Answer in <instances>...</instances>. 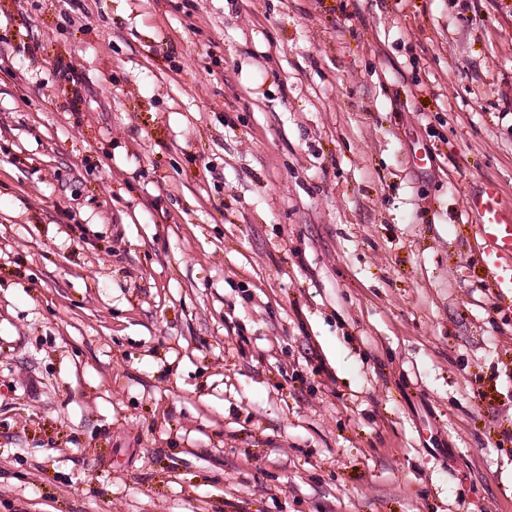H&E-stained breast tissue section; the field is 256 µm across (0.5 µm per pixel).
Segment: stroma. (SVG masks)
I'll list each match as a JSON object with an SVG mask.
<instances>
[{"mask_svg": "<svg viewBox=\"0 0 512 512\" xmlns=\"http://www.w3.org/2000/svg\"><path fill=\"white\" fill-rule=\"evenodd\" d=\"M512 0H0V512H512ZM469 204L479 221L474 233L490 258L485 278L501 295L512 297V208L504 205L494 184L471 196Z\"/></svg>", "mask_w": 512, "mask_h": 512, "instance_id": "35a3bbf8", "label": "stroma"}]
</instances>
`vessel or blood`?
Returning <instances> with one entry per match:
<instances>
[{"label": "vessel or blood", "mask_w": 512, "mask_h": 512, "mask_svg": "<svg viewBox=\"0 0 512 512\" xmlns=\"http://www.w3.org/2000/svg\"><path fill=\"white\" fill-rule=\"evenodd\" d=\"M469 204L478 217L474 233L489 256L485 278L501 295L512 297V208L492 184L471 196Z\"/></svg>", "instance_id": "obj_1"}]
</instances>
